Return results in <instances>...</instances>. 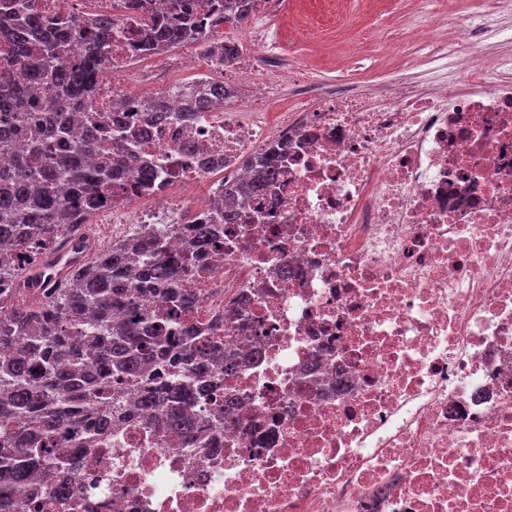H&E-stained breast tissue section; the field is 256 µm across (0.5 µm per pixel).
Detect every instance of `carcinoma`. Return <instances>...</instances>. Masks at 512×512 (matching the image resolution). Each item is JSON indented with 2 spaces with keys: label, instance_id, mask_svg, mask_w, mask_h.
Listing matches in <instances>:
<instances>
[{
  "label": "carcinoma",
  "instance_id": "carcinoma-1",
  "mask_svg": "<svg viewBox=\"0 0 512 512\" xmlns=\"http://www.w3.org/2000/svg\"><path fill=\"white\" fill-rule=\"evenodd\" d=\"M249 0H169L155 12L142 0H123L137 14L136 58L190 39L225 60L234 40L213 43L221 24L241 27ZM112 16L81 19L63 9L46 12L42 0H7L0 11V43L10 58L0 65V512H66L80 456L55 447L63 434L79 435L90 418L103 427L120 418L122 394L138 388L137 405L160 414L167 430L194 440L187 401L208 397L223 380L205 371L224 358V339L198 341L186 326L198 302L183 284L217 245L218 225L237 223L236 196L263 189L277 174L276 156L241 161L252 177L224 188L214 224H185L189 249L171 254L153 228L92 253L49 296L28 298L13 285L31 270L30 249L48 257L75 237L108 200L112 179L128 176L131 190H155L162 164L128 168L143 125L122 132L108 125L95 103L112 52ZM28 73L16 82L14 70ZM237 95L211 84L207 95L185 104L177 119L190 124ZM143 111H170L166 96L139 98ZM29 143L16 151L19 140ZM163 290L166 312L143 311L144 297Z\"/></svg>",
  "mask_w": 512,
  "mask_h": 512
}]
</instances>
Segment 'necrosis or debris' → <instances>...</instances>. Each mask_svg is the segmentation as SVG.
Wrapping results in <instances>:
<instances>
[{
	"label": "necrosis or debris",
	"instance_id": "4bbe7bcc",
	"mask_svg": "<svg viewBox=\"0 0 512 512\" xmlns=\"http://www.w3.org/2000/svg\"><path fill=\"white\" fill-rule=\"evenodd\" d=\"M495 2L417 18L404 41L453 67L368 94L258 72L259 53L282 50V0H250L237 56L210 61L238 97L187 127L158 122L140 151L182 170L147 206L113 182L102 210L120 238L199 221L225 179L247 180L239 158L276 153L275 179L188 281L190 327L219 328L236 353L211 405L235 425L192 447L147 413L100 431L70 512H512V57L472 58ZM112 23L109 97L147 84L179 109L174 72L197 44L134 67L128 14ZM285 84L296 91L268 122ZM186 142L212 164L185 159Z\"/></svg>",
	"mask_w": 512,
	"mask_h": 512
}]
</instances>
